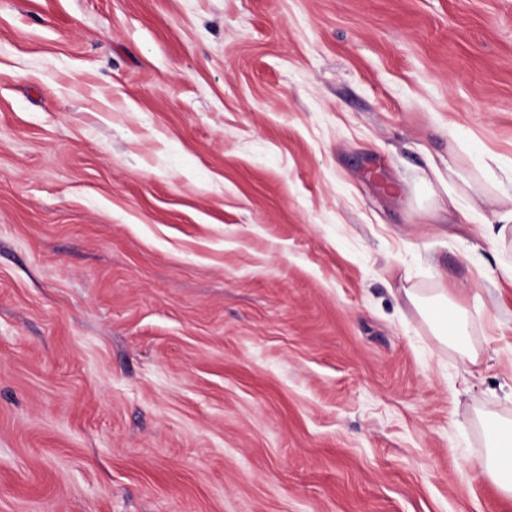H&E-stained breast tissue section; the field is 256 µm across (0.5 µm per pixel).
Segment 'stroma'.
Instances as JSON below:
<instances>
[{"mask_svg":"<svg viewBox=\"0 0 512 512\" xmlns=\"http://www.w3.org/2000/svg\"><path fill=\"white\" fill-rule=\"evenodd\" d=\"M452 155L512 195V0H0V512H512ZM439 285L440 288H432L427 294L414 288L405 289V295L441 342L463 343L468 336L465 310L452 301L443 282L440 281ZM489 434L493 444L488 457L483 461V467L499 489L504 494L512 496V426L492 423Z\"/></svg>","mask_w":512,"mask_h":512,"instance_id":"stroma-1","label":"stroma"}]
</instances>
